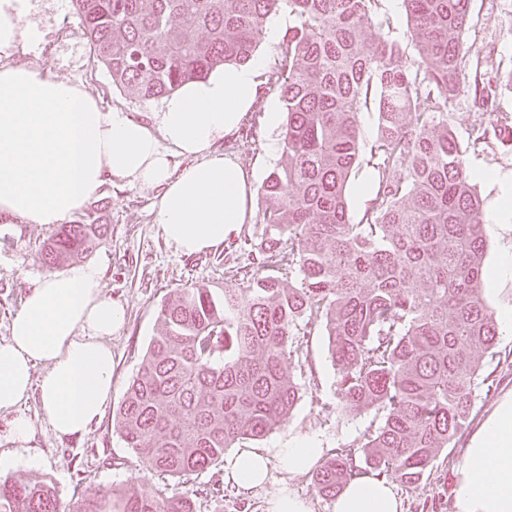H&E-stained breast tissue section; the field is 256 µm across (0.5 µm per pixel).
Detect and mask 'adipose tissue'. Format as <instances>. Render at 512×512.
Here are the masks:
<instances>
[{"label":"adipose tissue","mask_w":512,"mask_h":512,"mask_svg":"<svg viewBox=\"0 0 512 512\" xmlns=\"http://www.w3.org/2000/svg\"><path fill=\"white\" fill-rule=\"evenodd\" d=\"M34 14V0H0V214L57 224L104 184L120 182L160 189L154 222L182 253L238 236L253 215L256 174L216 144L255 102L262 57L186 84L162 111L137 120L102 107L82 85L8 63L18 48L38 51L43 34ZM177 157L191 161L178 174ZM124 321L96 265L37 278L0 340V412L35 394L58 435L85 433L112 398L109 339ZM322 453L311 435L272 453L246 449L225 477L250 492L271 480L270 461L291 477ZM451 497L454 512H512V394L465 448ZM334 512H402V503L385 478L363 474L338 495Z\"/></svg>","instance_id":"obj_1"}]
</instances>
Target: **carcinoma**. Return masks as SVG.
<instances>
[{
	"instance_id": "carcinoma-1",
	"label": "carcinoma",
	"mask_w": 512,
	"mask_h": 512,
	"mask_svg": "<svg viewBox=\"0 0 512 512\" xmlns=\"http://www.w3.org/2000/svg\"><path fill=\"white\" fill-rule=\"evenodd\" d=\"M377 0H73L112 83L149 101L241 65L268 17L295 24L269 76L286 113L282 152L259 193L266 234L248 284L171 295L116 411L127 447L148 471L204 472L244 439L276 430L299 398V323L322 328L337 367L336 414L379 415L356 445L336 449L313 475L333 497L349 480L417 484L468 424L474 350L496 332L484 298L481 199L448 104L469 88L496 108L497 89L468 85V0H403L418 56L385 37ZM200 30L194 39L189 33ZM373 105L377 137L360 139L358 114ZM374 191L358 223L347 185L361 165ZM108 225L63 224L41 245L57 268L91 254ZM296 269V283L275 275ZM4 512H193L137 478L88 489L69 510L46 481H0Z\"/></svg>"
}]
</instances>
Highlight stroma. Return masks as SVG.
<instances>
[{
    "mask_svg": "<svg viewBox=\"0 0 512 512\" xmlns=\"http://www.w3.org/2000/svg\"><path fill=\"white\" fill-rule=\"evenodd\" d=\"M36 10L43 48L38 52L16 51L13 62L81 84L105 107L121 109L137 119L161 110L162 100L139 101L113 84L108 69L90 46L72 0H37ZM374 11L384 33L401 42L408 58H415L417 52L408 38L402 0H376ZM511 26L512 0H469L464 38L483 59L480 72L484 80H494L497 72L512 68V36L507 33ZM256 53L266 62L259 76L257 100L239 129L225 137L219 147L247 170L255 171L262 181L281 156L283 131L269 129L265 121L270 108L282 106L279 93L267 84L279 60V45L263 41ZM448 111L450 125L466 150L469 168L512 173V134L504 130L505 125H512V91L499 95L492 112L471 93L458 96ZM480 123L501 126L503 132L485 142H474L471 131ZM158 195L155 188L107 184L75 211V218L91 216L108 225V233L99 240L89 261L102 271L105 295L126 308L125 324L110 340L114 361L112 399L88 433L61 438L44 418L38 398H30L17 412L35 427L33 440L24 446L9 439L8 423L13 415L1 413L0 452L10 453L14 465L0 471V481L23 477L51 482L66 507L85 489L118 487L144 476L166 495L192 497L195 512H266L267 499L283 485L279 479L244 494L225 482L220 465L181 478L145 472L114 422L115 411L155 334L158 312L170 293L199 285L220 295L237 292L254 270L248 249L263 237L258 215L265 202L257 197L253 200L255 216L237 238L204 254H182L164 240L154 222L153 206ZM55 231V226L32 224L18 217L0 222V339L8 337L12 319L20 311L32 280L46 273L40 246ZM301 343L303 356L296 368L300 398L294 411L274 432L244 441V448H279L304 434L317 436L326 449L341 448L358 443L374 420L371 412L354 420L337 417V370L328 351V339L315 327ZM479 363L490 381L477 385L470 422L462 435L441 450L420 483H394L404 512H423L422 504L427 499L439 501L437 512H453L449 490L461 450L470 444L497 403L512 393V334H497L491 351L480 353Z\"/></svg>",
    "mask_w": 512,
    "mask_h": 512,
    "instance_id": "1",
    "label": "stroma"
}]
</instances>
